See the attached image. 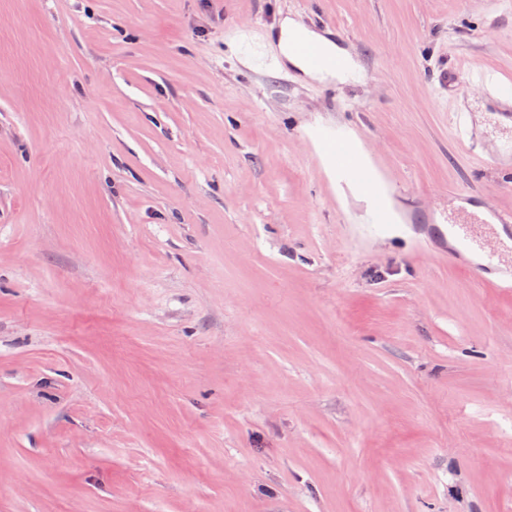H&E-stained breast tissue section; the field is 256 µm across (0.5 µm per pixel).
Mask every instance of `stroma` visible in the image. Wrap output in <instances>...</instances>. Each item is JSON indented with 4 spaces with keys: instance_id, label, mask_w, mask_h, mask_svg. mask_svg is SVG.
I'll use <instances>...</instances> for the list:
<instances>
[{
    "instance_id": "35a3bbf8",
    "label": "stroma",
    "mask_w": 512,
    "mask_h": 512,
    "mask_svg": "<svg viewBox=\"0 0 512 512\" xmlns=\"http://www.w3.org/2000/svg\"><path fill=\"white\" fill-rule=\"evenodd\" d=\"M484 68L512 0H0V512H512V292L413 230L512 210ZM286 32H288L290 34H293V35H297V36L303 38L306 41L319 44L326 51H328L330 53H336V51H335L336 48L331 43H329L328 41L323 40L322 38H320L317 35H315L313 32L309 31L303 25H301L299 23H296L294 21L289 22L288 23V27L283 30V37H282V42H281V50H282V53H283L285 59L288 62H290L293 66L301 69L306 74H309L310 76L315 78L314 75L305 68L303 60L301 59V57L293 54L292 52H290L288 49H286L284 47V35H285ZM293 49L296 52L302 54L306 58L309 66L313 69L329 67L335 69L336 71H340L343 70L347 62H349L348 72L345 76L341 78V81L347 82L349 80L357 79V74L354 66L352 65L351 61H348L347 58L343 55H335L331 59H326L317 48L300 42L294 43ZM322 149L336 169V176L350 181L354 189L366 198L371 210V223L384 228L389 223L386 192L380 188L377 178L353 143L328 134L322 139Z\"/></svg>"
}]
</instances>
